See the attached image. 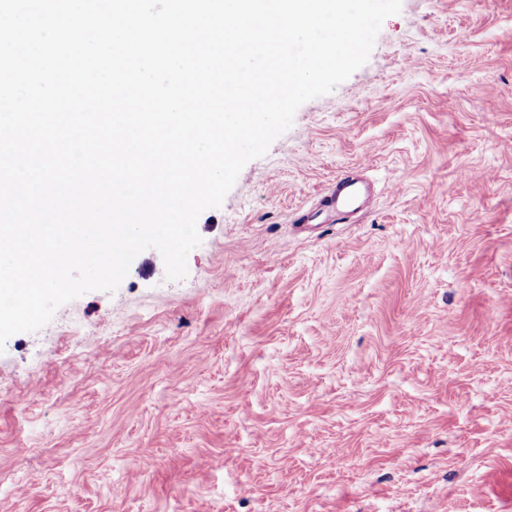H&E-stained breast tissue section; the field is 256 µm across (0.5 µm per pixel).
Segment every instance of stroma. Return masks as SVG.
<instances>
[{"label":"stroma","instance_id":"1","mask_svg":"<svg viewBox=\"0 0 512 512\" xmlns=\"http://www.w3.org/2000/svg\"><path fill=\"white\" fill-rule=\"evenodd\" d=\"M197 231L7 340L0 512H512V0H402ZM370 189L358 170H349L336 179L320 200V212L336 223H345L360 208L364 191Z\"/></svg>","mask_w":512,"mask_h":512}]
</instances>
